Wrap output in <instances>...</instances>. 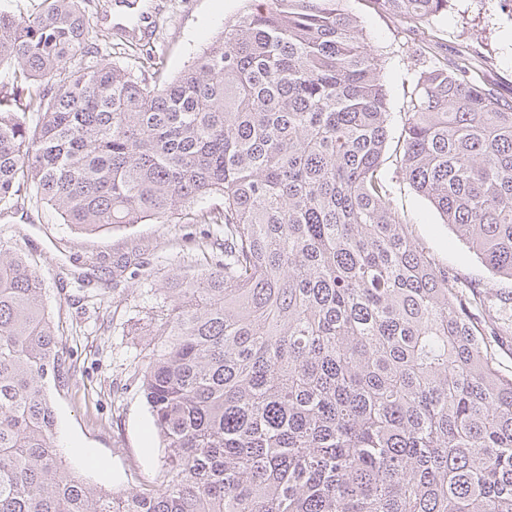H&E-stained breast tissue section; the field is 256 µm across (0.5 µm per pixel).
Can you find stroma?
<instances>
[{
  "mask_svg": "<svg viewBox=\"0 0 512 512\" xmlns=\"http://www.w3.org/2000/svg\"><path fill=\"white\" fill-rule=\"evenodd\" d=\"M95 2L99 54L136 71L146 56H155L164 80L257 6L256 0ZM345 6L358 18L388 91L390 138L382 170L399 215L435 262L479 287L490 306L512 300V279L493 274L397 168L406 102L430 61L468 54L473 78L512 101V0H451L447 15L420 31L374 0H346ZM0 236L30 258L44 282L45 305L73 351V378L48 388L57 415L55 442L67 471L114 492L151 484L165 450L131 376L155 341L152 306L168 297L183 245H221L223 225L138 224L86 235L25 195L0 213Z\"/></svg>",
  "mask_w": 512,
  "mask_h": 512,
  "instance_id": "35a3bbf8",
  "label": "stroma"
}]
</instances>
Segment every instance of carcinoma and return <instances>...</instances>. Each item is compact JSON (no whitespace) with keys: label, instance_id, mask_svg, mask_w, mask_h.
Instances as JSON below:
<instances>
[{"label":"carcinoma","instance_id":"carcinoma-1","mask_svg":"<svg viewBox=\"0 0 512 512\" xmlns=\"http://www.w3.org/2000/svg\"><path fill=\"white\" fill-rule=\"evenodd\" d=\"M345 0H266L171 81L93 53L90 0L0 10V207L85 234L211 196L224 251L173 272L133 382L165 448L149 488L63 467L47 383L74 375L43 281L0 240V512H512V377L381 170L387 90ZM414 28L449 0H376ZM465 57L416 80L400 174L512 278V103ZM39 116L36 126L28 115Z\"/></svg>","mask_w":512,"mask_h":512}]
</instances>
